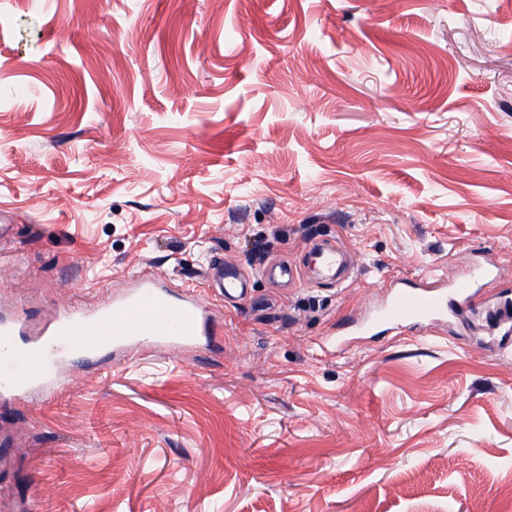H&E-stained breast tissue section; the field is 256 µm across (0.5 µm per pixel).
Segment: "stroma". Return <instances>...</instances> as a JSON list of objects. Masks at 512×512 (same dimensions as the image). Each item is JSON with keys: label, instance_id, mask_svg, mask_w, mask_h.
Instances as JSON below:
<instances>
[{"label": "stroma", "instance_id": "obj_1", "mask_svg": "<svg viewBox=\"0 0 512 512\" xmlns=\"http://www.w3.org/2000/svg\"><path fill=\"white\" fill-rule=\"evenodd\" d=\"M0 321L216 258L218 352L0 400V512H512V334L319 341L393 275L512 300V0H0ZM343 242L358 271L262 275ZM466 484H459V473ZM203 277L207 278L212 286L219 288L221 292H224V298L234 301H245L248 296V290L246 282L243 280L241 275L233 269L225 268L223 265L210 259L201 270ZM265 275L273 279H286L280 283L282 287L294 288L303 282L301 271L291 263L279 262L264 266Z\"/></svg>", "mask_w": 512, "mask_h": 512}]
</instances>
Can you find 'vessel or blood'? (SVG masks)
<instances>
[{
    "mask_svg": "<svg viewBox=\"0 0 512 512\" xmlns=\"http://www.w3.org/2000/svg\"><path fill=\"white\" fill-rule=\"evenodd\" d=\"M316 255L324 275L337 284L347 282L356 266L353 254L339 245L321 243ZM266 276L283 279L294 288L303 281L300 270L282 262L265 266ZM203 276L226 299L246 300L248 288L241 275L216 261H208ZM473 296L470 280L452 283L426 278L408 288L390 287L379 307L371 309L358 326L366 334L374 327L399 329L408 324L430 326L457 314ZM215 334V311L197 289L174 290L151 269L141 270L123 295L87 308L63 305L43 331L28 335L23 321L0 324V395L23 405L32 389L54 394L59 387L57 357L74 344L89 351H120L135 341L158 348L198 346Z\"/></svg>",
    "mask_w": 512,
    "mask_h": 512,
    "instance_id": "b4317fda",
    "label": "vessel or blood"
}]
</instances>
